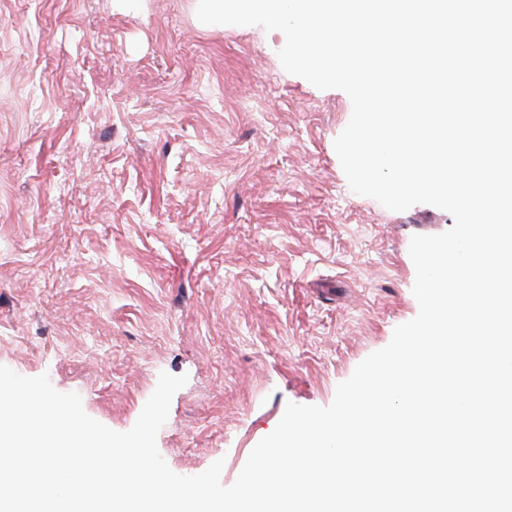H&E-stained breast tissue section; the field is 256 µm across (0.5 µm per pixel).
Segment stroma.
I'll list each match as a JSON object with an SVG mask.
<instances>
[{
	"label": "stroma",
	"instance_id": "35a3bbf8",
	"mask_svg": "<svg viewBox=\"0 0 512 512\" xmlns=\"http://www.w3.org/2000/svg\"><path fill=\"white\" fill-rule=\"evenodd\" d=\"M197 5L0 0V365L119 432L187 375L157 448L229 486L417 315L410 241L454 220L354 193L347 94Z\"/></svg>",
	"mask_w": 512,
	"mask_h": 512
}]
</instances>
